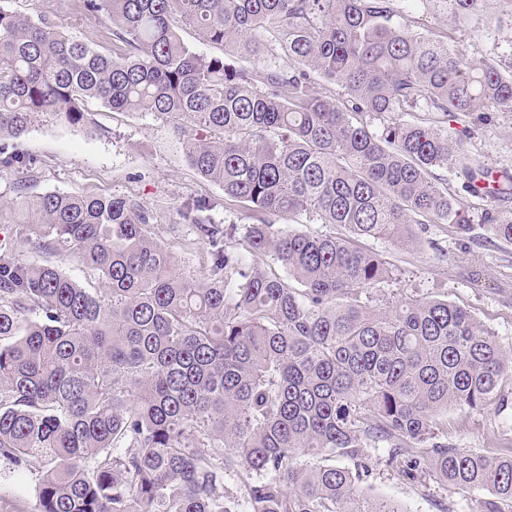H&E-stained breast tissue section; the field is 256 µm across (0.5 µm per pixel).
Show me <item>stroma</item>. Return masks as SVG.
Here are the masks:
<instances>
[{
  "instance_id": "obj_1",
  "label": "stroma",
  "mask_w": 512,
  "mask_h": 512,
  "mask_svg": "<svg viewBox=\"0 0 512 512\" xmlns=\"http://www.w3.org/2000/svg\"><path fill=\"white\" fill-rule=\"evenodd\" d=\"M21 12L47 14L66 33L112 50L104 16L81 10L80 0H11ZM494 24L480 31L466 26L455 31L456 47L470 56L512 58V0H493ZM471 142L489 166L512 170V112L495 113L490 124L475 127ZM0 150L30 155L35 166L0 167V196L17 199L47 191L117 196L152 211V234L167 243L185 272L198 270L195 249L189 248V228L179 207L190 197L223 201L216 185L199 179L188 165L170 126L145 113L114 112L98 102L87 104V120L72 125L47 117L23 138L0 139ZM368 248L394 267L392 280L375 292L384 307L402 296L417 294L448 300L471 312L495 333L502 349L512 354V244L490 240L477 228L471 240H460L452 227L432 224L424 242L406 248L386 240H371ZM447 251L444 262L434 249ZM448 441L455 447L495 454L512 445V376L484 409L469 412L449 408ZM383 449L365 451L368 467L363 487L401 506L404 512H480L484 492H461L432 480L412 482L388 466ZM35 477L19 474L0 463V512H35Z\"/></svg>"
}]
</instances>
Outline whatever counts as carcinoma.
<instances>
[{"instance_id":"obj_1","label":"carcinoma","mask_w":512,"mask_h":512,"mask_svg":"<svg viewBox=\"0 0 512 512\" xmlns=\"http://www.w3.org/2000/svg\"><path fill=\"white\" fill-rule=\"evenodd\" d=\"M400 1L81 0L123 44L105 53L0 0V138L47 114L81 125L91 100L151 113L249 220L216 223L206 196L182 204L197 277L132 200L48 191L24 204L25 239L72 252L101 284L0 242V463L39 472L37 512H404L336 464L363 468L379 446L412 481L512 508V451L456 448L443 419L482 409L512 358L446 299L373 305L391 269L363 247L415 245L427 224L461 237L486 224L512 243V172L468 143L512 112V68L452 44L456 26L491 23L490 0H420L448 15L434 35ZM185 27L221 53L198 52Z\"/></svg>"}]
</instances>
